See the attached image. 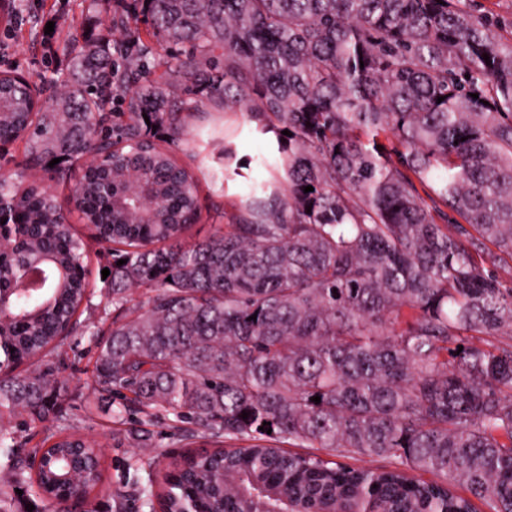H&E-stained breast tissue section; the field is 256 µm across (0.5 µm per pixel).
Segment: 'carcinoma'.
I'll return each mask as SVG.
<instances>
[{"instance_id": "1", "label": "carcinoma", "mask_w": 512, "mask_h": 512, "mask_svg": "<svg viewBox=\"0 0 512 512\" xmlns=\"http://www.w3.org/2000/svg\"><path fill=\"white\" fill-rule=\"evenodd\" d=\"M140 21L179 47L160 74ZM110 28L71 43L49 108L0 72V144L24 156L0 174V512L19 490L49 512L102 481L44 354L93 294L92 241L112 256V328L90 332V395L143 415L138 448L157 447L161 416L212 447L140 507L512 512V36L465 0H130ZM195 96L279 142L229 224L184 247L201 221L200 180L176 158ZM37 168L71 186L90 238L27 181ZM29 420L56 425L41 438Z\"/></svg>"}]
</instances>
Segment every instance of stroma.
Masks as SVG:
<instances>
[{"instance_id":"stroma-1","label":"stroma","mask_w":512,"mask_h":512,"mask_svg":"<svg viewBox=\"0 0 512 512\" xmlns=\"http://www.w3.org/2000/svg\"><path fill=\"white\" fill-rule=\"evenodd\" d=\"M106 21L105 15L89 12L85 0H0V72L15 69L32 84L51 86L69 73L66 44L90 26L106 32ZM49 24L54 27L50 33L45 30ZM196 163L202 183V218L187 233L185 241L189 244L228 224L244 183L239 176L225 179L223 166L212 157L211 146L201 145ZM110 261L104 249L90 254L88 280L94 294L76 330L64 342L59 374L68 388L62 406L66 424L102 453L103 477L86 504L88 512H117L118 494L135 498L138 486L161 479L152 457L134 448L127 438L126 431L135 423L136 414H127L118 423L109 407H88L86 384L92 379L97 356L88 329L105 327L112 321V306L102 282V271Z\"/></svg>"}]
</instances>
